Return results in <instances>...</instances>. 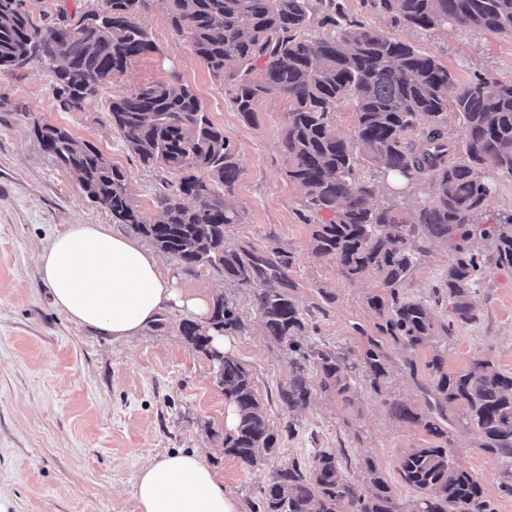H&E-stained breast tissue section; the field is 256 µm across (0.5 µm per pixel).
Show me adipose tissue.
<instances>
[{
  "label": "adipose tissue",
  "instance_id": "adipose-tissue-1",
  "mask_svg": "<svg viewBox=\"0 0 512 512\" xmlns=\"http://www.w3.org/2000/svg\"><path fill=\"white\" fill-rule=\"evenodd\" d=\"M38 266L59 311L116 340L136 335L174 306L200 320L209 316L207 291H177L152 254L100 224L70 225L39 254ZM132 497L133 512H241L200 450L150 461Z\"/></svg>",
  "mask_w": 512,
  "mask_h": 512
}]
</instances>
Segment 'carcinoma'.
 Wrapping results in <instances>:
<instances>
[{
  "instance_id": "carcinoma-1",
  "label": "carcinoma",
  "mask_w": 512,
  "mask_h": 512,
  "mask_svg": "<svg viewBox=\"0 0 512 512\" xmlns=\"http://www.w3.org/2000/svg\"><path fill=\"white\" fill-rule=\"evenodd\" d=\"M172 31L186 39L212 75L232 82L242 117H255L256 103L271 94L288 97L282 139L288 182L304 191L301 218L309 224L323 210L333 219L315 225L313 252L336 262L342 276H373L380 293L367 298L378 315V335L369 336L360 363L380 389L390 357L384 340L414 350L436 336L453 335L454 322L476 320L469 293L489 265L512 268V211L494 223L480 220L490 189L487 170L512 177V83L479 78L460 83L435 57L358 21L344 18L338 0H161ZM393 19L424 30L475 27L512 35V0H373ZM148 0H100L92 10L40 27L24 0H0V72L38 59L55 77L61 105L81 111L122 75L136 56L153 49L138 17ZM320 36L311 39L308 31ZM349 98L357 118L352 141L336 135V103ZM458 115L463 136H446L448 111ZM112 129L148 168L174 180L159 196L161 215L151 219L132 207L124 173L88 141L66 128L34 124L43 151L72 174L87 198L108 209L115 224L152 240L164 255L188 268L212 267L224 278L254 289L264 332L287 343L294 355L283 407H305L311 390L305 370L315 365L319 385L352 403L347 357L298 341L304 317L286 291L284 269L291 253L280 247L232 245L226 226L242 223L226 196L241 168L224 130L215 126L186 85L156 83L109 103ZM397 179L398 193L419 192L418 212L407 217L395 204L376 207V185L361 179L359 162ZM207 177H202L200 172ZM487 243L488 254L474 242ZM441 244L454 254L435 294L452 300L453 318L437 320L429 302L404 296L412 272ZM212 333L193 320L181 323L186 342L205 352L216 369L224 398L238 424L224 440V453L255 468L261 455L278 451L250 372L231 354L212 348V335L238 330L242 320L219 298L210 318ZM434 377V407L447 419L448 406L462 403L480 448L512 459V376L479 358L468 371L450 376L434 355L426 365ZM392 416L424 425L434 441L407 449L402 480L420 494L417 512H496L478 478L448 456L450 431L425 420L400 401L387 402ZM371 488L359 493L331 448L309 465L294 460L261 488L251 512H399L394 492L375 462L364 459Z\"/></svg>"
}]
</instances>
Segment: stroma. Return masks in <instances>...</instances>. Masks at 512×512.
<instances>
[{"label":"stroma","instance_id":"stroma-1","mask_svg":"<svg viewBox=\"0 0 512 512\" xmlns=\"http://www.w3.org/2000/svg\"><path fill=\"white\" fill-rule=\"evenodd\" d=\"M343 3L349 19L434 56L457 80L487 76L512 82V35L469 27L423 30L375 11L371 0ZM139 21L153 51L133 59L122 76L113 78L105 98L82 111L62 108L54 74L40 63L0 72V512H131L142 466L194 448L209 449L208 462L225 491L244 505L255 501L261 486L288 461L306 463L319 449L341 448L355 488L368 490L363 465L373 459L400 512H415L418 494L401 479L399 458L429 436L423 425L392 417L385 402L398 399L428 414L423 390L432 379L426 365L436 354L451 374L486 357L512 375V269H489L470 294L477 322L457 325L447 342L415 351L387 342L389 374L381 392H374L359 360L366 337L376 333L378 316L367 298L376 293L377 282L370 276L348 280L333 260L312 250V227L299 216L303 191L284 174L287 98L267 96L257 103L255 119L245 122L232 103L230 83L215 79L186 40L172 32L158 0H151ZM161 82L190 86L237 151L242 172L230 200L243 221L227 227V240L291 252L286 276L289 294L305 318L302 344L344 353L353 365L351 406L324 392L311 368L309 405L294 412L282 409L278 389L292 374V356L286 344L264 334L252 289L225 280L216 269L189 270L160 256L174 288H212L214 297L232 302L244 321L243 330L226 334L230 353L251 373L279 441L278 453L255 468L224 453V393L212 362L179 332L187 312L165 310L138 336L114 340L57 311L36 263L69 225L101 224L125 236L132 230L113 223L111 213L90 201L40 148L33 123L64 126L96 146L125 173L133 207L152 218L160 213L164 174L141 165L127 149L112 129L106 101ZM452 260L448 251H433L414 270L405 296L436 301L434 290ZM436 303L439 321L451 318L448 302ZM408 358L416 361L417 376L406 372ZM465 412L460 403L448 409L453 423L449 453L479 478L496 512H512V497L499 493L500 483L512 475V462L481 448L478 433L465 424Z\"/></svg>","mask_w":512,"mask_h":512}]
</instances>
